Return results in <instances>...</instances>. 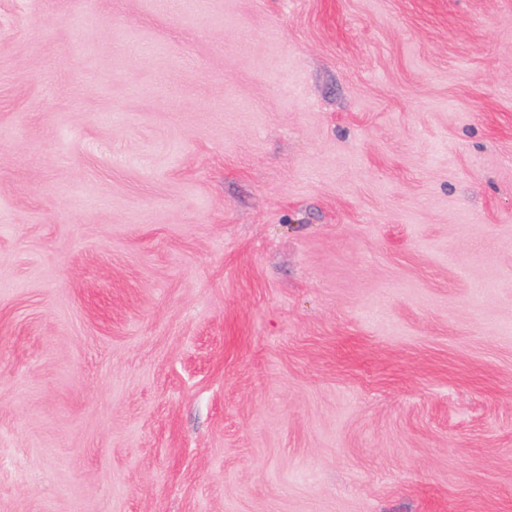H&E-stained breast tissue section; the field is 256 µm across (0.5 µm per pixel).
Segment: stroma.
<instances>
[{
    "label": "stroma",
    "instance_id": "1",
    "mask_svg": "<svg viewBox=\"0 0 512 512\" xmlns=\"http://www.w3.org/2000/svg\"><path fill=\"white\" fill-rule=\"evenodd\" d=\"M0 512H512V0H0Z\"/></svg>",
    "mask_w": 512,
    "mask_h": 512
}]
</instances>
